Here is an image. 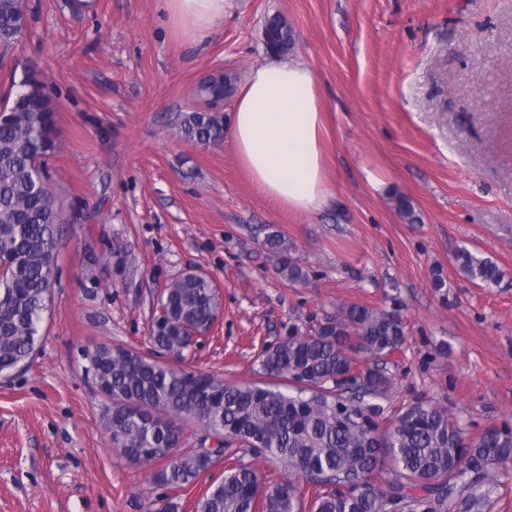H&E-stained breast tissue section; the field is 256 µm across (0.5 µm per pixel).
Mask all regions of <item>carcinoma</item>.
I'll return each mask as SVG.
<instances>
[{"label": "carcinoma", "instance_id": "1", "mask_svg": "<svg viewBox=\"0 0 512 512\" xmlns=\"http://www.w3.org/2000/svg\"><path fill=\"white\" fill-rule=\"evenodd\" d=\"M22 0H0V47L20 42ZM265 45L286 53L292 36L278 15L265 23ZM221 74L202 77L193 90L196 106L180 118L191 142L224 140V119L214 108L232 93ZM56 109L47 83L34 73L0 115V376L30 366L49 312L58 261L62 206L47 168L32 159L57 148ZM392 205L408 223L417 221L409 199L395 193ZM264 246L277 257L278 274L305 285L308 274L289 257L292 246L270 231ZM457 271L469 281L498 283L502 271L467 247L454 253ZM220 308L214 281L183 273L158 298L150 328L156 354L133 346L100 344L83 349L85 373L109 403L104 426L115 449L129 462L150 467L156 485L176 491L207 473L214 457L204 450L177 453L185 429L216 424L228 458L224 477L206 489L196 512H303L299 484L312 483L310 512H391V495L375 484L387 462L394 465L395 491L408 512H445L457 476L495 479L499 462L512 456V430L492 426L476 441L448 412L416 403L382 430L384 408L364 405L345 394L346 378L358 371L367 396L389 393L391 379L379 361L401 350L405 331L397 310L350 305L303 331L297 327L257 355L252 383L230 382L201 372L176 369L160 360L185 353L212 328ZM276 470L263 474L243 457L253 450Z\"/></svg>", "mask_w": 512, "mask_h": 512}]
</instances>
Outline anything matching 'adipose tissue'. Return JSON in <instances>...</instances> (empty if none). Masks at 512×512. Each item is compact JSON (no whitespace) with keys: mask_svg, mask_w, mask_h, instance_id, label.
<instances>
[{"mask_svg":"<svg viewBox=\"0 0 512 512\" xmlns=\"http://www.w3.org/2000/svg\"><path fill=\"white\" fill-rule=\"evenodd\" d=\"M225 0H165L185 35L205 39L224 18ZM324 104L312 68L273 58L240 83L228 132L256 190L294 213L323 209L333 197L322 143Z\"/></svg>","mask_w":512,"mask_h":512,"instance_id":"1","label":"adipose tissue"}]
</instances>
